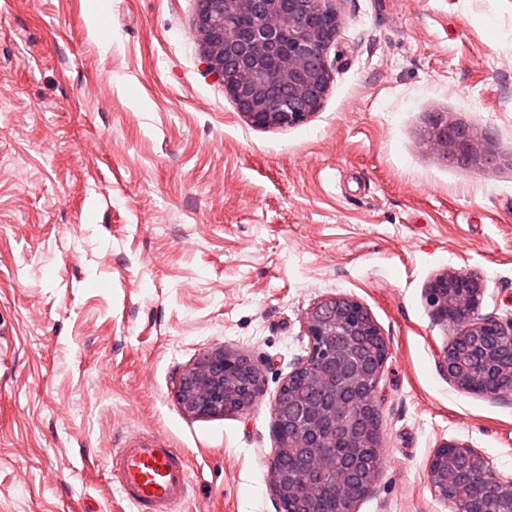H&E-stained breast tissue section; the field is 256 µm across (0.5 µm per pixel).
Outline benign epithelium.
Wrapping results in <instances>:
<instances>
[{
	"label": "benign epithelium",
	"instance_id": "benign-epithelium-1",
	"mask_svg": "<svg viewBox=\"0 0 512 512\" xmlns=\"http://www.w3.org/2000/svg\"><path fill=\"white\" fill-rule=\"evenodd\" d=\"M236 12L262 18L243 36L224 31V4ZM336 16L334 0H199L193 31L200 39L206 71L220 80L239 112L256 126L296 124L316 112L321 92L330 79L329 54L336 33L323 26L324 17ZM433 147L450 161L490 160L475 146L474 138L458 126L432 122ZM484 288L473 273L457 272L436 277L428 288V302L436 319L458 326L444 349L440 366L448 380L471 393L498 397L512 391V353L505 362H491L475 378L463 376L455 352L465 344L477 356L506 343L512 350V317L506 320L480 313ZM309 338L308 354L294 363L273 407V435L278 447L296 449L300 470L283 483L271 465L272 486L283 512H302L301 503L313 491L323 469L335 475L340 512H355L359 498L372 488L379 472L364 471L360 463L338 454L337 442L348 447H380L379 423L364 428L378 408L376 393L383 366L360 361L357 337L371 336L378 348L388 345L370 312L350 297H328L312 303L303 318ZM253 368L254 381L239 391L224 383L243 366ZM318 368L316 384L323 393L321 405L310 413L294 380ZM261 391L258 369L245 355L218 349L205 355L178 379L176 398L192 417L242 412L252 407ZM451 449L462 469L476 472L486 489L492 512H512V474L496 470L487 456L463 443L450 441L438 447L427 462V476L435 497L461 512L459 491L465 488L448 470L446 449Z\"/></svg>",
	"mask_w": 512,
	"mask_h": 512
}]
</instances>
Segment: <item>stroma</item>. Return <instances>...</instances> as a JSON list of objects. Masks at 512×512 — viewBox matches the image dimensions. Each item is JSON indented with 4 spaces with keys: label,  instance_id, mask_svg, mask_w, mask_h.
I'll list each match as a JSON object with an SVG mask.
<instances>
[{
    "label": "stroma",
    "instance_id": "obj_1",
    "mask_svg": "<svg viewBox=\"0 0 512 512\" xmlns=\"http://www.w3.org/2000/svg\"><path fill=\"white\" fill-rule=\"evenodd\" d=\"M336 7L321 108L258 127L205 70L198 0H0V512H131L105 455L134 437L185 455L180 512H279L274 401L334 295L389 348L356 512H451L426 471L451 440L512 473V394L448 380L427 300L467 271L512 316V0ZM435 115L492 163L443 159ZM216 348L262 392L188 416L178 377Z\"/></svg>",
    "mask_w": 512,
    "mask_h": 512
}]
</instances>
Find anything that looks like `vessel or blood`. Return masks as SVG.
Instances as JSON below:
<instances>
[{
    "label": "vessel or blood",
    "mask_w": 512,
    "mask_h": 512,
    "mask_svg": "<svg viewBox=\"0 0 512 512\" xmlns=\"http://www.w3.org/2000/svg\"><path fill=\"white\" fill-rule=\"evenodd\" d=\"M107 463L119 496L132 512H176L190 487L183 453L159 440L109 449Z\"/></svg>",
    "instance_id": "1"
}]
</instances>
